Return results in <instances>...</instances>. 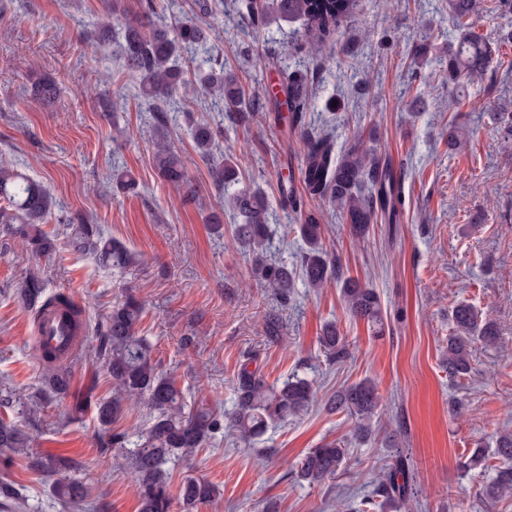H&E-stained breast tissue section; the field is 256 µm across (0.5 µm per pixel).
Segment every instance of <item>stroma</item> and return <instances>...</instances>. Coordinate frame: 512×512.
I'll use <instances>...</instances> for the list:
<instances>
[{
  "label": "stroma",
  "instance_id": "stroma-1",
  "mask_svg": "<svg viewBox=\"0 0 512 512\" xmlns=\"http://www.w3.org/2000/svg\"><path fill=\"white\" fill-rule=\"evenodd\" d=\"M245 4L227 0L222 13L202 18L207 42L184 64L192 70L222 59L243 86L253 120L244 127L213 108L177 112L163 132L188 153L197 124L222 129L244 184L266 196L268 255L295 267L303 242L279 181L300 177L304 139L274 123L268 93L281 70L306 73L312 131L332 136L340 150L363 132L366 144L405 178L400 223L374 224L364 242L351 237L336 208L309 204L341 273L378 292L384 335L353 319L332 283L314 290L296 281L287 307H280L253 277L251 254L214 231L213 219L230 225L235 217L219 211L206 164L190 171L194 201L160 179L153 112L137 98L134 80L119 73L120 38L95 52L88 43L112 7L134 15L139 0H0V165L47 187L52 214L44 229L55 243L49 256L35 257L0 233V386L24 400L42 388L32 320L14 296L26 273L75 298L90 322L130 292L145 305L140 333L153 343L161 369L192 397L231 408L245 363L271 382L295 374L314 383L308 410L269 428L257 448L221 431L189 459L169 463L171 494L187 475L218 486L219 500L200 512H338L343 504L356 510L399 452L414 464L412 512H512V499L494 503L480 495L493 468L465 472L459 465L476 444L491 446L494 431H512V147L504 148L506 130L492 118L512 113V7L479 0L475 31L493 62L461 96L448 89V44L458 38L450 0H356L332 48L309 40L299 20L255 25ZM44 79L59 86L54 102L34 96ZM112 99L124 109L108 111ZM452 131L466 151H449ZM116 170L132 174L134 188H118ZM79 221L100 225L138 253V262L106 269L68 249L70 226ZM461 302L494 318L500 341L474 345L470 373L453 378L440 357L451 311ZM277 313L282 324L274 338L264 321ZM328 322L349 342L348 357L334 365L318 343ZM367 377L377 382L381 404L375 439L358 444L352 420L329 413L324 403ZM90 390L105 398L111 383L88 362L74 363L69 397L41 404L32 451L81 462L73 474L88 491L81 512H138L133 472L98 453L102 431L94 410L72 421L64 416L74 397ZM455 397L464 403L458 414L450 407ZM336 440L349 442L350 451L335 489L287 475L286 462ZM1 479L21 493L19 512H64L26 456L0 465Z\"/></svg>",
  "mask_w": 512,
  "mask_h": 512
}]
</instances>
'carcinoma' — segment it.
Returning a JSON list of instances; mask_svg holds the SVG:
<instances>
[{
    "label": "carcinoma",
    "instance_id": "1",
    "mask_svg": "<svg viewBox=\"0 0 512 512\" xmlns=\"http://www.w3.org/2000/svg\"><path fill=\"white\" fill-rule=\"evenodd\" d=\"M355 0H249L251 16L266 21L300 19L308 36L329 47H336L334 36L342 21L353 9ZM224 5V0H193L191 11L196 16H209ZM459 39L448 49V74L454 77H480L489 65V54L483 38L472 32V18L477 11L476 0H451ZM155 0H141L136 17L116 13L98 25L94 44L101 47L110 40L113 30L122 33V69L136 80L138 96L158 100L165 108L156 111L157 122H168V113L188 99L211 102L221 108L233 123L247 122L253 113L247 110L243 90L234 75L217 62L207 69L187 74L179 65L183 53L207 40L204 28L193 21H178L173 25L153 23ZM284 100L272 96L277 109L275 120L304 135L305 151L301 168L303 192L297 193L293 183H280L288 207L301 221L298 230L305 243L300 269L267 258L268 208L263 193L244 187L232 193L228 187L239 183V169L233 157L224 153L221 130L200 125L195 131V155H183L170 150L163 138H155L154 159L159 176L174 187L193 192L189 169L201 160L213 164L211 176L222 198L223 207L237 214L242 223L231 225L232 241L253 256L252 273L263 287L288 305L296 275L312 288H323L336 280L349 314L366 322L373 333L385 331L381 301L375 289L351 278H342L338 259L324 248L316 213L306 208L305 199L327 201L341 209L344 223L351 235L364 240L370 232L373 218L381 216L387 224L400 223L402 208V174L391 167L365 145L361 137L347 149L336 152L327 134L306 129L308 80L299 71L286 74L281 83ZM0 224L35 255H47L54 243L40 225L51 212L52 198L45 187L25 173L0 167ZM69 246L78 252L96 256L99 264L125 269L136 263V254L120 242L107 239L96 224H76ZM18 303L38 318L45 310L63 305L81 314L63 292L47 291L41 278L31 273L15 289ZM144 306L129 294L98 317L89 327L92 342L86 357L88 362L103 367L112 385V395L95 402L96 416L109 436L99 442L103 454H112L117 465H125L135 475L139 512H172L173 499L165 465L171 460L186 459L203 447L215 431L224 427L238 439L251 444L263 436L269 427L288 421L305 410L315 398L312 381L292 375L280 384H269L258 370L243 365L236 383L234 407L224 413L209 407L204 399L188 406L183 390L175 378L159 369L154 345L138 334ZM453 331L443 354V366L451 377H460L471 369L472 347L480 342L486 346L498 344L499 327L495 320L475 306L459 303L452 310ZM319 344L326 357L336 361L348 354L347 343L335 323L322 328ZM34 354L43 367V394L62 397L69 393L71 367L56 360L48 350L33 346ZM381 398L375 380L365 378L344 387L330 396L325 408L330 413H343L354 420L353 436L365 442L375 436L373 418ZM141 405L147 414L144 428L134 447H127V436L112 425L127 416L130 407ZM37 435L15 422L0 419V454L20 452L30 446ZM346 445L339 441L313 448L302 458L289 463L297 481L313 486L332 485L343 472ZM501 460L495 476L482 486V495L489 501L512 496V434L496 433L492 450L478 447L463 467L474 468L489 457ZM28 466L39 473L56 476L53 493L66 505L78 507L87 497L83 485L70 477L77 463L55 456H31ZM219 490L205 479L188 476L184 480L179 502L182 512H196L203 505L217 501ZM414 501L413 477L410 465L402 456L384 468L365 504L374 512L386 509H407Z\"/></svg>",
    "mask_w": 512,
    "mask_h": 512
}]
</instances>
